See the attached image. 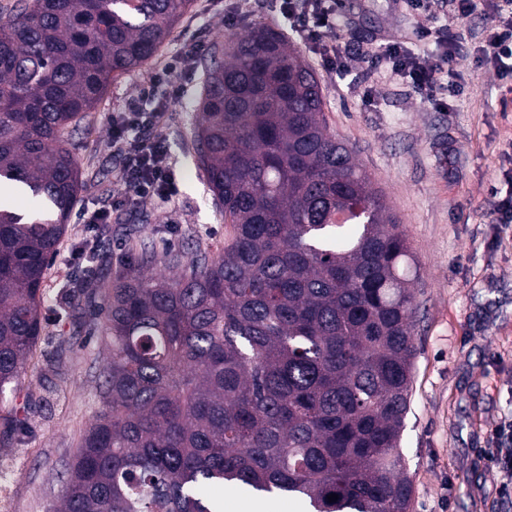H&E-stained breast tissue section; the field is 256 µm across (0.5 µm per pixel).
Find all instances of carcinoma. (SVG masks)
Listing matches in <instances>:
<instances>
[{
    "label": "carcinoma",
    "mask_w": 512,
    "mask_h": 512,
    "mask_svg": "<svg viewBox=\"0 0 512 512\" xmlns=\"http://www.w3.org/2000/svg\"><path fill=\"white\" fill-rule=\"evenodd\" d=\"M193 0H18L0 15V403L42 330L41 288L82 173L70 129L151 60ZM199 165L224 251L172 254L105 295L103 406L53 512H218L207 486L310 512H409L398 450L416 349L414 256L278 33L203 63ZM330 494L338 500L327 499Z\"/></svg>",
    "instance_id": "cac0c4a2"
}]
</instances>
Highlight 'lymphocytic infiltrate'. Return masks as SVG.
<instances>
[{
    "label": "lymphocytic infiltrate",
    "mask_w": 512,
    "mask_h": 512,
    "mask_svg": "<svg viewBox=\"0 0 512 512\" xmlns=\"http://www.w3.org/2000/svg\"><path fill=\"white\" fill-rule=\"evenodd\" d=\"M440 0H406L409 11L423 20L416 29L417 41L436 47L432 53H416L401 42L391 40L374 51L382 62V73L408 82L423 103L435 111L447 110L449 101L461 88L458 71L444 68L443 58L467 57L464 26L472 14L489 9L493 25L486 28L476 47L477 61L494 69L504 86L512 85V0H452L453 15H446ZM280 11L301 41L311 45L325 69L332 73L346 70L351 48L343 24L340 0H281ZM186 65L184 57L161 61L142 96L154 104L145 111L131 104L126 111L112 116V151L122 160L124 193L112 200L111 207L83 212L79 222L83 233L99 224L110 223L115 211L130 201L148 198L166 199L175 191L162 136L155 132L164 112L181 97L177 74Z\"/></svg>",
    "instance_id": "1"
}]
</instances>
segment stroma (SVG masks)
<instances>
[{"label": "stroma", "mask_w": 512, "mask_h": 512, "mask_svg": "<svg viewBox=\"0 0 512 512\" xmlns=\"http://www.w3.org/2000/svg\"><path fill=\"white\" fill-rule=\"evenodd\" d=\"M234 0H193L155 59L110 86L102 105L72 139L85 181L77 208L108 205L123 190L121 161L112 153L113 113L136 100L158 60L188 57L179 72L180 102L160 120L177 191L165 203L135 202L113 213L96 241L86 291L63 296L74 278L69 256L79 227L69 221L43 284L39 340L17 389L0 408V512H51L62 496L80 437L102 406L99 374L107 351L91 332V314L118 275L140 265L137 243L155 254L146 273L166 271V252H219L224 215L198 166L192 107L203 84L196 43L207 47L257 29L280 32L313 69L331 131L354 152L382 191L415 258L416 355L410 409L400 451L413 484L409 512H512L499 491L502 474L488 458L494 430L512 416V223L498 224L496 195L512 190V93L491 68L457 62L460 93L449 111L424 108L409 84L380 80L376 103L364 106L354 85L373 76L371 40L395 34L422 51L419 20L402 0H346L348 36L356 46L348 73H327L282 17L277 0H252L230 29ZM25 431L15 435L14 419Z\"/></svg>", "instance_id": "stroma-1"}]
</instances>
